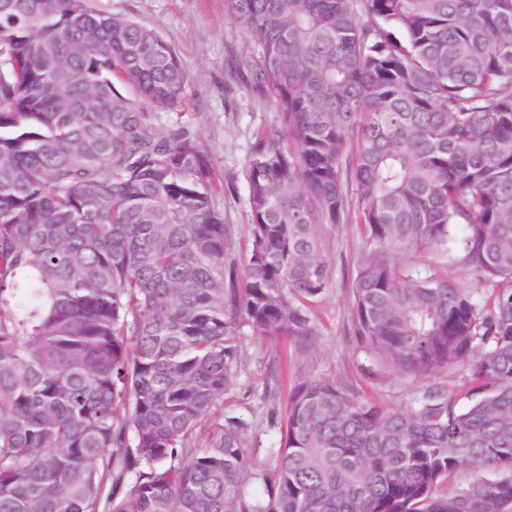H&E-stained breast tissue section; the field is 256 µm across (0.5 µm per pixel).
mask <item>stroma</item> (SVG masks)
<instances>
[{
	"label": "stroma",
	"instance_id": "stroma-1",
	"mask_svg": "<svg viewBox=\"0 0 512 512\" xmlns=\"http://www.w3.org/2000/svg\"><path fill=\"white\" fill-rule=\"evenodd\" d=\"M100 8L131 17L153 29L182 55L189 84L182 106L163 112L199 130L202 145L222 184L216 203L224 221L246 240L251 222L245 170L257 137L280 133L272 102L253 89L250 65L256 57L242 27L224 14V0H97ZM365 253L356 224L340 225L327 254L332 280L312 308L313 334L298 341L267 343L241 339L238 378L225 393L221 413L252 424L248 455L253 468L273 466L269 450L279 437L295 381L309 377L351 378L366 396L391 408L403 407L414 383L383 368L355 347L351 287Z\"/></svg>",
	"mask_w": 512,
	"mask_h": 512
}]
</instances>
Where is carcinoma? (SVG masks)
Instances as JSON below:
<instances>
[{
    "mask_svg": "<svg viewBox=\"0 0 512 512\" xmlns=\"http://www.w3.org/2000/svg\"><path fill=\"white\" fill-rule=\"evenodd\" d=\"M224 11L284 128L251 147L238 250L200 133L159 116L179 51L95 0H0V512H512V474H482L512 468V0ZM351 219L355 343L412 381L466 370L468 404L306 378L256 471L251 424L215 415L241 337L312 335ZM433 249L486 300L397 258Z\"/></svg>",
    "mask_w": 512,
    "mask_h": 512,
    "instance_id": "cac0c4a2",
    "label": "carcinoma"
}]
</instances>
